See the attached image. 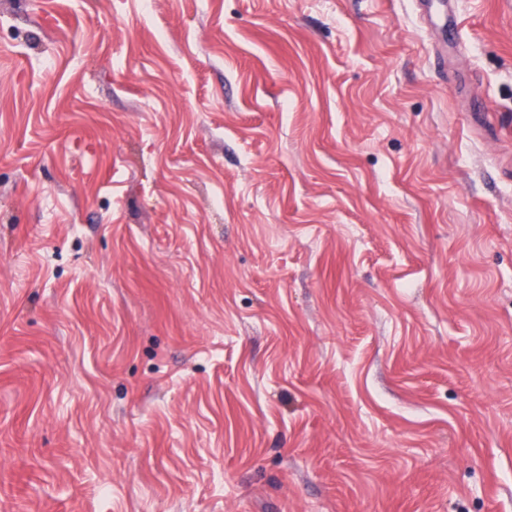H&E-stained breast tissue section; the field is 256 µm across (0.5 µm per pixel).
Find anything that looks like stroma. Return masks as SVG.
<instances>
[{"instance_id":"obj_1","label":"stroma","mask_w":512,"mask_h":512,"mask_svg":"<svg viewBox=\"0 0 512 512\" xmlns=\"http://www.w3.org/2000/svg\"><path fill=\"white\" fill-rule=\"evenodd\" d=\"M0 0V512H512V0Z\"/></svg>"}]
</instances>
